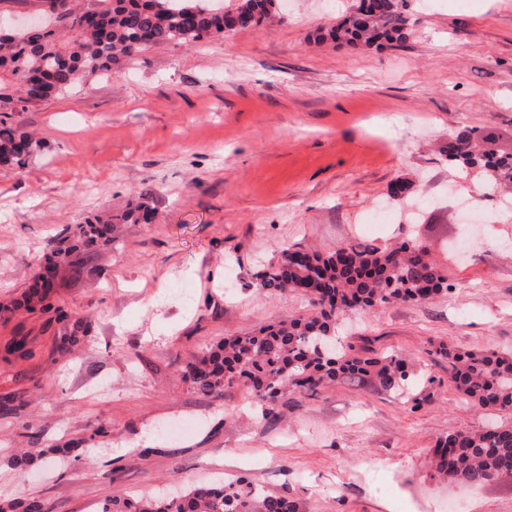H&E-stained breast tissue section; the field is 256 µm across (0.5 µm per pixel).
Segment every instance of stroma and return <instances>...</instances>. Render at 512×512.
I'll return each instance as SVG.
<instances>
[{"mask_svg":"<svg viewBox=\"0 0 512 512\" xmlns=\"http://www.w3.org/2000/svg\"><path fill=\"white\" fill-rule=\"evenodd\" d=\"M355 3L283 0L281 23L146 47L10 115L43 149L0 166L1 305L87 217L143 196L153 220L118 225L83 277L60 271L72 352L50 314L0 318V397L21 404L0 417V505L99 512L249 476L299 512H440L451 497L461 512H512V477L472 488L432 464L437 439L492 416L456 391L439 346L512 350V204L440 152L464 126L512 145V0H408V39L377 51L311 40ZM399 182L407 200L389 197ZM382 202L391 223L368 227ZM405 240L433 251L452 292L342 327L357 352L414 366L405 391L342 383L288 393L271 414L243 383L206 396L185 378L222 338L308 313L299 294L256 288L276 244ZM22 336L27 358L7 351ZM31 432L40 452L15 465Z\"/></svg>","mask_w":512,"mask_h":512,"instance_id":"1","label":"stroma"}]
</instances>
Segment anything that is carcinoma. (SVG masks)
<instances>
[{
  "label": "carcinoma",
  "instance_id": "carcinoma-1",
  "mask_svg": "<svg viewBox=\"0 0 512 512\" xmlns=\"http://www.w3.org/2000/svg\"><path fill=\"white\" fill-rule=\"evenodd\" d=\"M43 2L57 27L45 24L22 33L0 32V164L15 168L24 167L41 145L7 125L2 116L25 112L68 92L86 75H106L120 58L146 46H185L229 31L254 29L258 22L272 19L278 4L229 0L226 7L212 9L202 0H95L94 6L77 10L71 0ZM409 32L405 0H359L315 40L369 49L401 43ZM443 152L449 166L483 176L487 192L504 200L512 195V147H499L481 129L466 126L448 137ZM149 219L144 202L120 216L124 222ZM112 232L110 219L93 217L77 225L67 245L43 257L40 273L17 306L52 310L57 320H67V311L50 301L57 268L66 267L74 277L84 275L80 255L110 248ZM257 287L302 293L312 311L225 338L188 363L186 375L207 395L242 381L269 412L288 392L341 382L404 390L411 376L409 364L395 355L363 357L353 352L337 332L338 317L354 310L370 313L395 302L426 303L450 290L429 249L407 241L383 249L357 242L328 254L281 245ZM437 354L448 361L456 390L475 405L505 414L512 411V355L456 352L443 346ZM435 462L439 474L473 486L512 476V422L494 421L479 430L446 435L437 442ZM101 512H298V505L263 495L251 480L241 477L234 485L189 488L172 497L117 496Z\"/></svg>",
  "mask_w": 512,
  "mask_h": 512
}]
</instances>
